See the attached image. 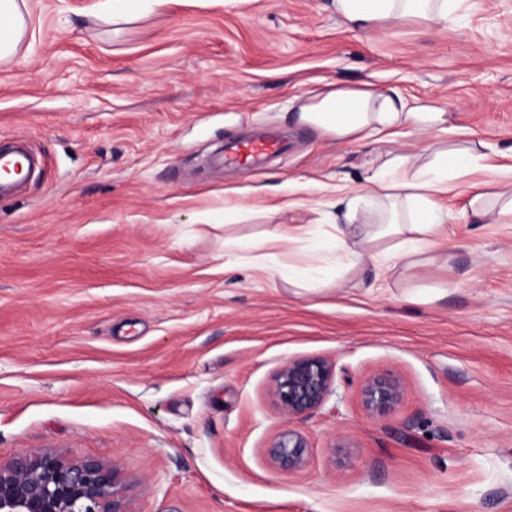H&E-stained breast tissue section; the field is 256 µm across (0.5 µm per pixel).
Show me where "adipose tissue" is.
<instances>
[{"label": "adipose tissue", "instance_id": "adipose-tissue-1", "mask_svg": "<svg viewBox=\"0 0 512 512\" xmlns=\"http://www.w3.org/2000/svg\"><path fill=\"white\" fill-rule=\"evenodd\" d=\"M456 6L457 0H336L337 12L354 28L406 18L438 25ZM26 31L17 0H0V60L15 54ZM346 101L354 111L337 118ZM299 102L298 121L337 142H393L415 132L423 145L378 154L361 186H333L336 211L324 218L326 232L310 224H278L264 239L250 242L249 268L266 269L270 249H280L288 257L289 283L312 291L322 287L310 271L323 250L334 253L341 269L368 272L377 282L397 268L427 265L447 240V200L461 193L467 223L512 224V165L484 163L471 147L448 146L442 113L412 111L402 97L368 85L303 95Z\"/></svg>", "mask_w": 512, "mask_h": 512}]
</instances>
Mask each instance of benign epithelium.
Instances as JSON below:
<instances>
[{"label": "benign epithelium", "mask_w": 512, "mask_h": 512, "mask_svg": "<svg viewBox=\"0 0 512 512\" xmlns=\"http://www.w3.org/2000/svg\"><path fill=\"white\" fill-rule=\"evenodd\" d=\"M335 371L321 357L288 361L271 388L272 398L288 418L318 408L331 392ZM362 394L370 415L386 417L401 404L405 392L399 381L377 376L368 379ZM309 441L288 429L267 447L270 461L282 470L297 472L307 463ZM121 471L115 464L65 459L52 448H32L0 464V512H129Z\"/></svg>", "instance_id": "7a95c632"}]
</instances>
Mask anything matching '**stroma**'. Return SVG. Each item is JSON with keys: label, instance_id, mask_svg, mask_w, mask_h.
Here are the masks:
<instances>
[{"label": "stroma", "instance_id": "obj_1", "mask_svg": "<svg viewBox=\"0 0 512 512\" xmlns=\"http://www.w3.org/2000/svg\"><path fill=\"white\" fill-rule=\"evenodd\" d=\"M0 65V147L42 160L0 200V462L31 448L117 464L129 512H512V227L449 199L447 266L370 293L352 275L289 286L282 257L242 269L225 238L306 224L360 184L384 142L299 124L293 97L364 83L444 113L452 142L512 151V0H458L450 23L349 27L336 0H179L113 29L99 0H25ZM278 133L250 170L227 142ZM277 205L224 221V191ZM335 368L317 409L269 391L291 359ZM398 378L394 413L362 384ZM293 428L306 466L266 449ZM362 394L372 417H386L401 404L405 392L399 381L386 376H377L364 383Z\"/></svg>", "mask_w": 512, "mask_h": 512}]
</instances>
